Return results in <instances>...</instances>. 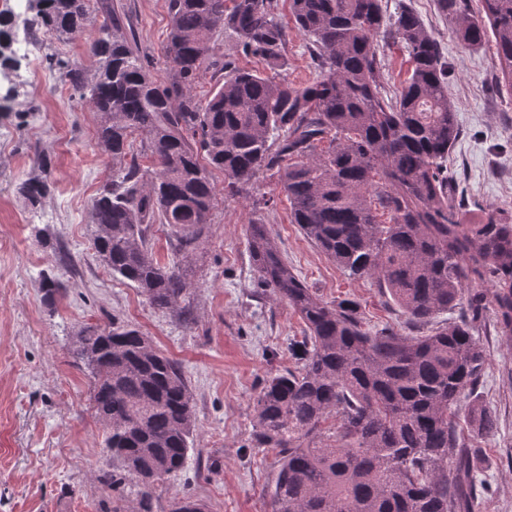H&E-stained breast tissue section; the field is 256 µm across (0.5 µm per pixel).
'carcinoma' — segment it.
<instances>
[{
  "mask_svg": "<svg viewBox=\"0 0 512 512\" xmlns=\"http://www.w3.org/2000/svg\"><path fill=\"white\" fill-rule=\"evenodd\" d=\"M89 2L29 0L28 22L69 40L91 24ZM225 2L168 0L165 81L105 0L87 40L92 78L56 54L46 58L97 113V144L112 157V176L91 205L93 247L113 278L181 316L191 287L183 265L215 206L212 171L240 195L260 171L276 170L291 223L348 276L374 280L413 328L448 311L458 319L423 336L374 331L357 303L327 302L308 288L266 225H247L259 285L303 324L302 339L290 344L298 366L264 379L254 409L253 447L278 459L274 512H471L482 481L470 437L493 430L495 417L476 407L467 431L459 412L484 372L475 320L486 305L512 338V222L494 210L479 224L460 218L465 198L448 158L461 130L439 41L406 5L388 23L382 0H289L317 70L297 86L259 70H224V30L271 70L285 65L287 37L268 0ZM478 2L480 20L469 0H436L461 44L493 43L512 93V0ZM386 27L411 64L391 95L377 40ZM210 70L221 78L202 98L196 88ZM144 157L152 169L141 166ZM36 165L39 173L18 186L33 206L49 187L48 160ZM157 223L174 238L176 260L166 265L151 243ZM470 278L490 280V298L464 299ZM61 289L57 275L44 276V303L55 304ZM87 350L100 365L89 368L90 401L119 462L100 475L116 502L109 512H150L156 489L177 479L191 447L184 370L119 322L84 327L74 357L85 361Z\"/></svg>",
  "mask_w": 512,
  "mask_h": 512,
  "instance_id": "cac0c4a2",
  "label": "carcinoma"
}]
</instances>
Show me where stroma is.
Instances as JSON below:
<instances>
[{
  "mask_svg": "<svg viewBox=\"0 0 512 512\" xmlns=\"http://www.w3.org/2000/svg\"><path fill=\"white\" fill-rule=\"evenodd\" d=\"M403 2L434 32L448 61V96L462 131L449 165L471 201L462 220L480 223L490 208L511 218L512 93L496 86L493 49L459 43L435 0H383L387 16ZM112 6L156 78L166 80L168 0ZM269 9L289 28L281 77L310 82L316 71L307 40L291 27L288 0H270ZM0 14L14 19L15 40H33L40 53L59 54L93 74L85 38L61 42L24 26L26 0H0ZM96 126V113L73 97L59 72L25 62L0 75V512H109L112 502L97 480L104 430L90 405V379L71 350L83 327L105 328L115 318L181 364L195 403L193 448L179 479L155 492L152 512H171L185 495L202 500L207 512H272L268 486L276 463L252 447L255 398L263 379L296 367L288 344L303 328L288 303L260 287L247 225H267L309 288L328 302L357 301L372 329H404L407 317L375 282L343 274L304 237L266 170L249 194L237 196L224 192L223 173L213 171L216 203L185 267L189 312L153 309L136 288L107 273L91 244L92 201L112 174ZM40 155L50 163V189L33 210L16 187ZM55 270L64 290L51 308L40 281ZM479 335L487 364L475 398L495 413L497 427L474 438L483 450L474 462L489 490L472 512H512V340L497 332L489 313Z\"/></svg>",
  "mask_w": 512,
  "mask_h": 512,
  "instance_id": "1",
  "label": "stroma"
}]
</instances>
